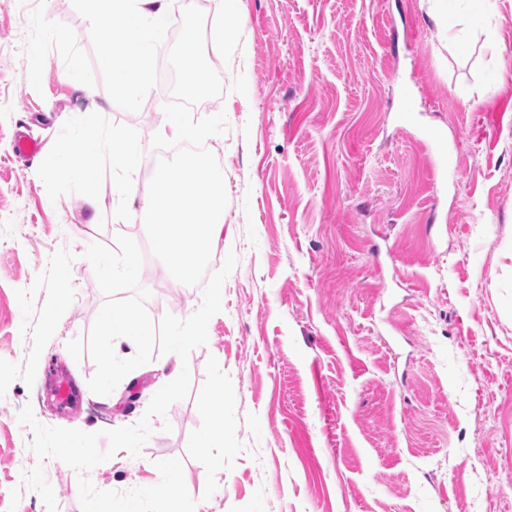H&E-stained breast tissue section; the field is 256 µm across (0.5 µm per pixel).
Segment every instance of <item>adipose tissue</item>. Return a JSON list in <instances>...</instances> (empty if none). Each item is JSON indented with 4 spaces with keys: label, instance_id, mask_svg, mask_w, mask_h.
I'll return each instance as SVG.
<instances>
[{
    "label": "adipose tissue",
    "instance_id": "adipose-tissue-1",
    "mask_svg": "<svg viewBox=\"0 0 512 512\" xmlns=\"http://www.w3.org/2000/svg\"><path fill=\"white\" fill-rule=\"evenodd\" d=\"M95 24L109 35L112 78L127 106L139 105L150 90L147 60L164 35L169 0H86ZM122 26H115V17Z\"/></svg>",
    "mask_w": 512,
    "mask_h": 512
}]
</instances>
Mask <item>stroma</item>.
Returning a JSON list of instances; mask_svg holds the SVG:
<instances>
[{"label":"stroma","instance_id":"obj_1","mask_svg":"<svg viewBox=\"0 0 512 512\" xmlns=\"http://www.w3.org/2000/svg\"><path fill=\"white\" fill-rule=\"evenodd\" d=\"M171 3L224 28L226 93L192 116L226 115L206 141L228 195L208 269L238 263L206 345L154 353L100 396L87 344L105 296L84 252L147 239L120 189L148 192L175 37L148 61L143 112L120 102L84 0H0V512H47L22 478L38 464L58 512H81L77 472L37 460L22 406L49 426H131L185 368L188 397L140 457L93 468L97 488L155 485L156 461L178 458L195 512H512V0L456 15L445 0ZM76 112L87 142L110 131L140 166L103 155L85 182L17 152L22 136L55 151ZM431 130L458 176L435 175ZM140 284L156 323L202 303L155 257ZM60 369L70 406L48 389ZM218 428L223 447H201Z\"/></svg>","mask_w":512,"mask_h":512}]
</instances>
